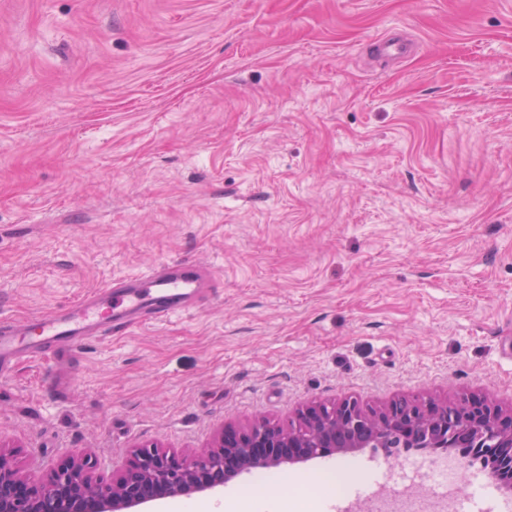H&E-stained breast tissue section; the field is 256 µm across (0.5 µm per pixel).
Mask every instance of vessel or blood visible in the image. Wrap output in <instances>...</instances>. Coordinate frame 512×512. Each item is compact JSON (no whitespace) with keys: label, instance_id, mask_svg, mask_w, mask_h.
<instances>
[{"label":"vessel or blood","instance_id":"vessel-or-blood-1","mask_svg":"<svg viewBox=\"0 0 512 512\" xmlns=\"http://www.w3.org/2000/svg\"><path fill=\"white\" fill-rule=\"evenodd\" d=\"M212 271L194 261L163 262L147 273L115 279L79 303L23 323L0 318V374L21 359L66 353L89 340L161 323L203 305Z\"/></svg>","mask_w":512,"mask_h":512}]
</instances>
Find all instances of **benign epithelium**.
Listing matches in <instances>:
<instances>
[{"label":"benign epithelium","instance_id":"7a95c632","mask_svg":"<svg viewBox=\"0 0 512 512\" xmlns=\"http://www.w3.org/2000/svg\"><path fill=\"white\" fill-rule=\"evenodd\" d=\"M303 424L291 431L260 418L244 428L221 430L197 452L142 446L110 481L94 476L96 461L68 455L44 480L20 469L15 452L0 444V512H119L157 497L176 498L212 490L256 460L264 466L303 462L361 447L368 437L388 432L412 435L423 428L443 439L474 436L490 445L512 482V410L487 398L467 394L456 403L434 399L408 405L396 400L380 409L366 408L352 397L316 403L300 413Z\"/></svg>","mask_w":512,"mask_h":512}]
</instances>
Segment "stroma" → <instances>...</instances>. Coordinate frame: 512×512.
Here are the masks:
<instances>
[{
  "label": "stroma",
  "instance_id": "obj_1",
  "mask_svg": "<svg viewBox=\"0 0 512 512\" xmlns=\"http://www.w3.org/2000/svg\"><path fill=\"white\" fill-rule=\"evenodd\" d=\"M393 29L416 52L369 65ZM177 260L215 269L203 308L87 342L64 394L41 356L0 375L25 472L90 452L108 478L351 396L512 409V0H0V312ZM433 456L380 473L397 512ZM354 457L343 486L316 459L271 486L358 507Z\"/></svg>",
  "mask_w": 512,
  "mask_h": 512
}]
</instances>
